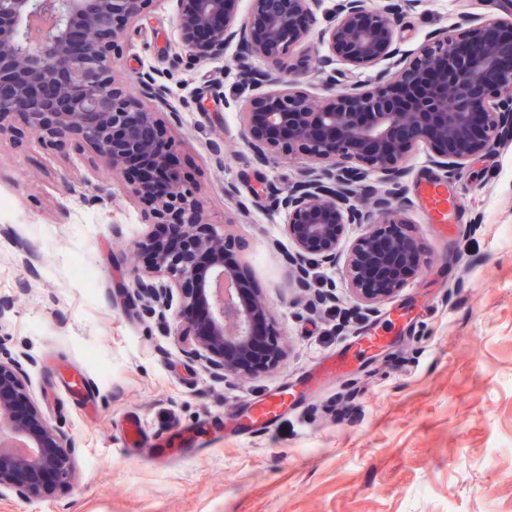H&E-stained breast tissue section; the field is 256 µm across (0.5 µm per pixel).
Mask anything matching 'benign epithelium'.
I'll return each instance as SVG.
<instances>
[{"mask_svg":"<svg viewBox=\"0 0 512 512\" xmlns=\"http://www.w3.org/2000/svg\"><path fill=\"white\" fill-rule=\"evenodd\" d=\"M150 2L0 0V135L19 118L45 141L93 149L99 167L125 180L160 227L132 244L151 257L145 269L131 270L142 306L161 313L184 341V356L210 376L256 377L282 363L284 346L266 302L244 286L248 264H224V233L207 222L203 201L172 165L162 75L137 72V96L111 75L118 41ZM175 2L177 62L240 48V118L255 159L306 160L295 184L265 191L284 214L300 287H308L312 267L336 265L347 225L363 224L347 252L346 287L368 312L396 295L424 268L408 201L389 192L365 207L353 188L371 173L397 184L420 145L452 178L512 137V17L433 31L408 54L398 29L418 0H337L324 25L321 0H251L245 17L239 0ZM311 35L326 49L320 64L335 88L320 101L285 66L291 48ZM253 59L263 72L252 69ZM373 67L370 84L352 80ZM34 363L0 349V496L28 497L49 477L68 483L77 474L75 438L30 397L25 366Z\"/></svg>","mask_w":512,"mask_h":512,"instance_id":"obj_1","label":"benign epithelium"}]
</instances>
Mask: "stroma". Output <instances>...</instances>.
Listing matches in <instances>:
<instances>
[{
	"instance_id": "1",
	"label": "stroma",
	"mask_w": 512,
	"mask_h": 512,
	"mask_svg": "<svg viewBox=\"0 0 512 512\" xmlns=\"http://www.w3.org/2000/svg\"><path fill=\"white\" fill-rule=\"evenodd\" d=\"M473 15H512V0H421L400 46L415 52L430 31ZM178 51L174 0H152L112 75L134 93L133 70L168 74L174 163L208 221L225 224L227 259L249 263L288 355L273 372L229 384L187 361L158 316L124 304L136 288L129 265L148 264L128 245L149 229L126 183L99 170L91 150L42 142L14 121L0 136V226L14 232L0 238V348L36 358L29 393L80 448L74 486L7 494L0 512H512V141L453 178L426 149L415 152L397 190L428 263L367 312L342 266L311 269L306 288L295 281L284 218L255 193L287 187L305 162L254 160L236 47L177 67ZM324 52L312 36L287 59L317 99L332 91ZM214 141L224 145L220 166ZM425 179L464 203V223L429 221ZM23 247L39 257L35 272L16 260ZM79 259L96 271L93 283L76 278ZM326 276L333 295L316 300ZM374 332L387 339L379 353L366 346ZM281 393L269 428L243 435L256 405ZM133 415L148 438L129 448ZM188 430L198 446L158 457L152 437L177 441Z\"/></svg>"
}]
</instances>
